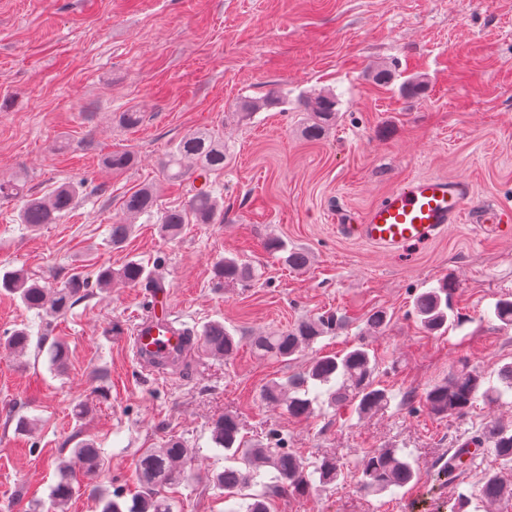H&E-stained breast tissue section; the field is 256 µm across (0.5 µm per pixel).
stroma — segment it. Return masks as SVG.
I'll return each instance as SVG.
<instances>
[{
	"label": "stroma",
	"mask_w": 512,
	"mask_h": 512,
	"mask_svg": "<svg viewBox=\"0 0 512 512\" xmlns=\"http://www.w3.org/2000/svg\"><path fill=\"white\" fill-rule=\"evenodd\" d=\"M381 68L390 83L375 81ZM414 76L425 80V95H401ZM275 84L286 105L232 119L239 101ZM328 89L338 100L336 123L309 140L297 101ZM131 107L145 120L128 132L115 118ZM204 128L223 138L229 157L211 177L223 223L189 224L167 239L140 221L125 247L113 249L108 229L127 192L151 184L160 208L183 206L196 180L170 186L160 162L174 142ZM116 150L134 153L136 164L107 168ZM421 175L466 178L479 201L512 203V0H0V181L22 180L39 196L64 181L87 183L69 214L37 231L20 223V199L0 200V272L22 269L63 288L75 275L95 279L103 265L157 262L184 325L198 333L219 320L241 340L229 359L199 350L169 375L146 373L129 338L147 286L94 287L51 323L69 351L59 372L47 353L9 355L7 335L39 331L44 318L0 295V512L48 501L57 462L83 439L102 452L105 488L127 502L138 491L140 454L169 438L196 449L199 470L223 469L211 424L226 413L238 416L250 441L278 429L285 448L310 463L399 448L419 472L416 482L380 494L350 477L310 495L277 496L272 512H448L449 498L473 491L484 472L512 474L488 453L459 488L435 479L449 448L491 419L512 422V404L480 400L456 418L433 416L424 402L460 365L490 375L512 362V327L492 316L512 295V239L483 240L472 225L454 224L393 255L336 233L337 208L365 211ZM272 236L308 251L309 266L293 271L265 252ZM231 254L257 275L244 286H216L212 267ZM447 277L456 283L459 322L430 334L412 312L413 297ZM377 309L389 321L371 332L364 318ZM336 313L347 326L316 350L367 345L390 401L364 418L320 406L308 419L289 418L261 392L293 368L256 357L250 339ZM79 404L86 412L76 418ZM22 416L32 420L30 432L17 431ZM171 495L174 512L228 507L223 490L197 480Z\"/></svg>",
	"instance_id": "stroma-1"
}]
</instances>
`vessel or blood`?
I'll list each match as a JSON object with an SVG mask.
<instances>
[{
  "label": "vessel or blood",
  "instance_id": "1",
  "mask_svg": "<svg viewBox=\"0 0 512 512\" xmlns=\"http://www.w3.org/2000/svg\"><path fill=\"white\" fill-rule=\"evenodd\" d=\"M474 224L480 238H512V206L476 203L463 178L420 176L403 181L364 212L337 215L336 227L353 240L398 253L438 238L451 224ZM146 371L165 369L198 347L169 307L166 289H156L132 330Z\"/></svg>",
  "mask_w": 512,
  "mask_h": 512
}]
</instances>
